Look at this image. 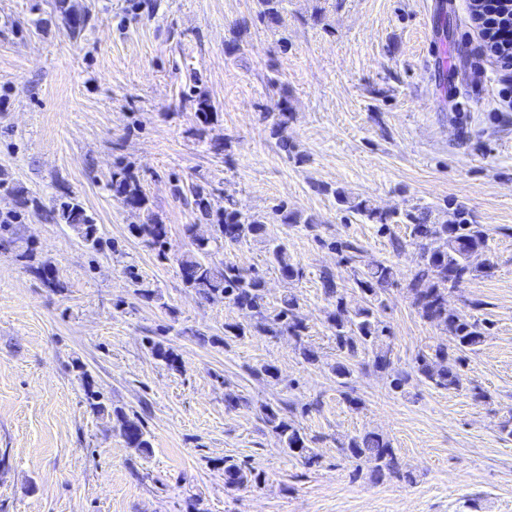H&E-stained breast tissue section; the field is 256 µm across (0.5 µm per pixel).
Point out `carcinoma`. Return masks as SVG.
I'll use <instances>...</instances> for the list:
<instances>
[{"instance_id":"1","label":"carcinoma","mask_w":512,"mask_h":512,"mask_svg":"<svg viewBox=\"0 0 512 512\" xmlns=\"http://www.w3.org/2000/svg\"><path fill=\"white\" fill-rule=\"evenodd\" d=\"M259 9L256 15L261 24L274 26L280 23L281 0H258ZM58 7L64 14L69 30L73 33L81 30L87 18L71 10L66 0H58ZM288 106L278 105V119L273 134L280 137L279 146L289 152L291 146L288 139L280 133L288 126ZM108 186L112 193L124 199L134 211L144 215L141 224L133 226L134 232L155 247L162 248L166 244L167 230L165 225L158 223L149 204L148 196L141 180L132 168L121 161L115 163ZM0 189L12 194L17 200V209L0 215V232H10L14 221L19 219L21 212L33 208H43L37 197H29L22 191L8 185L0 178ZM322 192H332L336 201L344 210L360 216L363 220L377 225V232L389 236L394 250L403 248V243L392 231V225L402 223L410 228L411 243L419 247L420 264L407 284V292L412 305L419 315L436 324L443 333L451 336L461 354L475 352L484 342L490 323L473 313L477 305L469 303L472 311L448 309V293L461 292L467 284L479 277L493 274L494 264L478 266L470 262L472 254L484 252L488 247V234L483 225L476 224L466 209L458 205L448 212V220L437 223L431 219V211L418 213L407 211L394 215L371 206L365 200H354L343 192L332 190L327 186L319 187ZM181 196H190L194 210L212 227V237L198 238L195 236V225L189 224L186 232L192 237L194 250L177 259L182 281L186 287L194 289L205 299L222 297L228 303L246 308L252 312L253 322L248 325L226 324L224 336L228 339H243L252 333L276 336L281 333L296 338L300 345L303 359L314 365L319 362L318 353L305 345L307 326L297 314L299 299L289 294L281 300L277 307H270L265 301L264 280L254 269H246L232 263H224L214 259L212 245L219 243L238 244L250 240L265 243L266 252L271 265L281 276L289 281L299 280L304 272L293 263L288 255L287 247L266 237V224L261 217L245 216L236 208L233 195H224V207L213 209L211 199L214 188L209 184L193 183L187 189H178ZM50 219L58 224H67L87 243L96 247L100 244L99 228L80 202L69 193L61 195L59 203L48 211ZM332 250L348 263L359 252L358 247L349 241L335 240L329 243ZM354 283L369 300L353 308L348 306L345 288L339 286L334 273L324 270L320 279L324 295L332 302L333 310L329 313V328L334 337L336 351L343 355V360L332 366V371L339 379L351 376L347 361L358 357L361 352L373 353V366L379 371L392 367V349L387 339L390 338L389 328L378 317L375 302L379 293L396 282L394 266L383 261H369L363 268L353 273ZM152 354L174 368L178 355L160 342H150ZM457 366L448 365V346L438 345L432 353H422L415 359L413 373H398L391 380L395 389L402 388L411 377L415 376L428 384L446 390L464 388L465 377L462 370L463 357L456 358ZM86 400L92 410L100 415H107L116 422L119 435L126 445L142 453L149 452L151 443L146 437L147 431L141 421H134L119 407H109L87 375L82 373ZM285 407L280 404L263 403L260 405L262 420L280 438L283 447L292 456L304 459L305 464L312 466L319 463L320 456L315 453L311 443L314 438L307 436L295 426L292 419L284 415ZM339 451L355 460V472L368 467L370 478L378 481L388 475L396 478L412 480L411 473L403 470V464L395 448L383 435L367 431L359 436L351 437L341 443ZM259 474L245 461L233 458L224 459V481L231 486H243L249 482H257Z\"/></svg>"}]
</instances>
